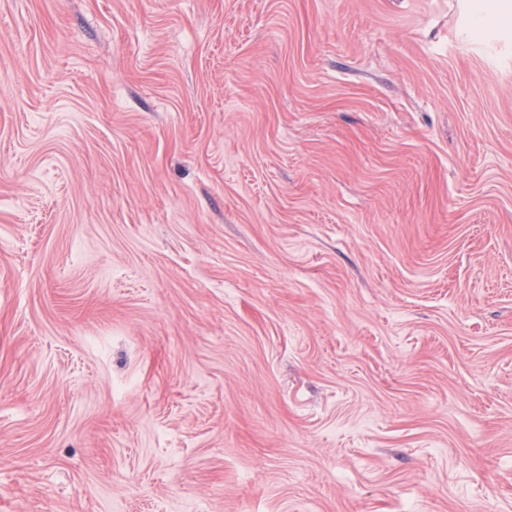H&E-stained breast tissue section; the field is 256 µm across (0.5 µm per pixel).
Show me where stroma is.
<instances>
[{
  "mask_svg": "<svg viewBox=\"0 0 512 512\" xmlns=\"http://www.w3.org/2000/svg\"><path fill=\"white\" fill-rule=\"evenodd\" d=\"M0 512H512V0H0Z\"/></svg>",
  "mask_w": 512,
  "mask_h": 512,
  "instance_id": "1",
  "label": "stroma"
}]
</instances>
